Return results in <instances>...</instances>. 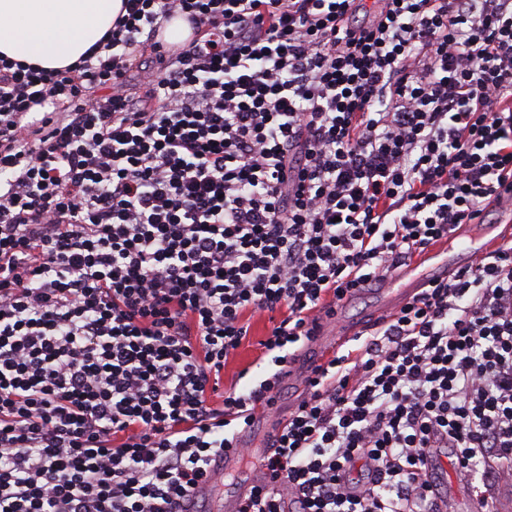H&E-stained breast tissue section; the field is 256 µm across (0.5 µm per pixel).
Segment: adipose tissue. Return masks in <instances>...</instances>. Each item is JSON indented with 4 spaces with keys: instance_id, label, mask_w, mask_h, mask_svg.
I'll return each instance as SVG.
<instances>
[{
    "instance_id": "adipose-tissue-1",
    "label": "adipose tissue",
    "mask_w": 512,
    "mask_h": 512,
    "mask_svg": "<svg viewBox=\"0 0 512 512\" xmlns=\"http://www.w3.org/2000/svg\"><path fill=\"white\" fill-rule=\"evenodd\" d=\"M121 0H0V54L63 68L111 27Z\"/></svg>"
}]
</instances>
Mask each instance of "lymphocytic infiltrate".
I'll return each mask as SVG.
<instances>
[{"instance_id":"f902f5d3","label":"lymphocytic infiltrate","mask_w":512,"mask_h":512,"mask_svg":"<svg viewBox=\"0 0 512 512\" xmlns=\"http://www.w3.org/2000/svg\"><path fill=\"white\" fill-rule=\"evenodd\" d=\"M509 193L512 0H122L0 55V512H181L328 306ZM315 372L240 512H442L439 452L497 512L512 246ZM252 335L249 336V342H246L236 354L230 357L224 367L223 389L232 388L237 382V373L244 367L251 366L255 363L257 357L261 355V347L258 345L259 340L264 339L270 323L266 315H256L252 319Z\"/></svg>"}]
</instances>
